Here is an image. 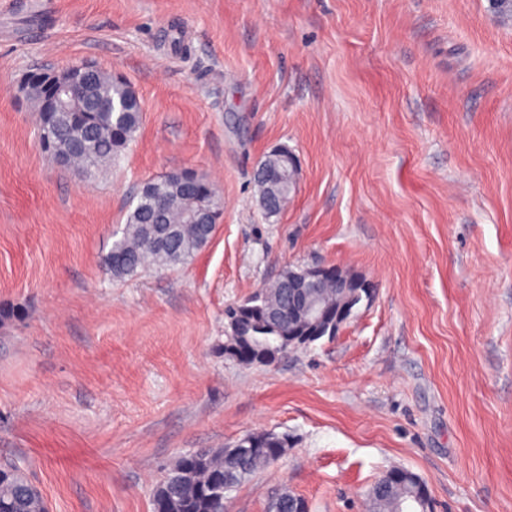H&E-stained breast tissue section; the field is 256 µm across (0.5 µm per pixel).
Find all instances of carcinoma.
<instances>
[{"label":"carcinoma","instance_id":"carcinoma-1","mask_svg":"<svg viewBox=\"0 0 512 512\" xmlns=\"http://www.w3.org/2000/svg\"><path fill=\"white\" fill-rule=\"evenodd\" d=\"M92 112H68L63 118L42 113V132L52 140L55 154L68 156L67 166L82 173L96 174L116 160L134 136L142 121V107L129 98L127 82L104 71L96 73ZM297 172L288 168V148L270 152L254 172L257 201H271L267 213L279 214L287 205L296 183ZM224 206L213 185L190 171L171 173L149 181L130 205L121 236L112 243L104 258L112 278L124 280L148 265L176 269L201 250L211 239L222 218ZM283 270L275 284L224 309L228 327L248 336L258 350L255 363L271 364L267 351L277 355L315 344L306 324L295 321V309L283 283ZM313 297L331 308L340 306L346 292L328 280L314 290ZM288 448V437L267 434L262 447L240 457L233 448L201 449L181 456L169 469L154 495L153 512H224V499L256 471L270 465ZM393 468L374 483L369 512H402L409 493L418 491L410 481H397ZM299 498L277 494L270 512H294ZM0 512H48L39 489L13 464L0 465Z\"/></svg>","mask_w":512,"mask_h":512}]
</instances>
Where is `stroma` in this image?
Here are the masks:
<instances>
[{"label":"stroma","instance_id":"35a3bbf8","mask_svg":"<svg viewBox=\"0 0 512 512\" xmlns=\"http://www.w3.org/2000/svg\"><path fill=\"white\" fill-rule=\"evenodd\" d=\"M90 62L143 121L95 177L58 165L18 90ZM294 154L269 217L253 172ZM190 168L224 214L187 265L102 264L142 184ZM366 278L331 340L245 366L224 307L287 266ZM0 463L49 512H153L185 453L285 454L225 512H365L393 467L432 512H512V22L489 0H0Z\"/></svg>","mask_w":512,"mask_h":512}]
</instances>
